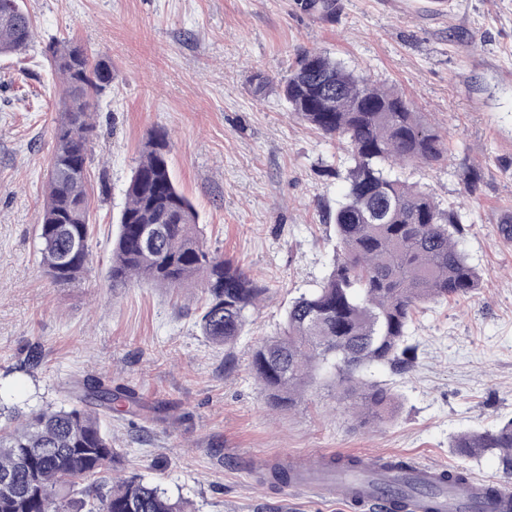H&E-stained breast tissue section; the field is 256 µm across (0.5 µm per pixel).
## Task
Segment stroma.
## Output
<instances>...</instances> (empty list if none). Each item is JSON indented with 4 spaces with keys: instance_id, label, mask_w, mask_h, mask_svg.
<instances>
[{
    "instance_id": "35a3bbf8",
    "label": "stroma",
    "mask_w": 512,
    "mask_h": 512,
    "mask_svg": "<svg viewBox=\"0 0 512 512\" xmlns=\"http://www.w3.org/2000/svg\"><path fill=\"white\" fill-rule=\"evenodd\" d=\"M35 34L0 55V405L67 404L89 375L133 391L139 415L105 423L121 472L160 483L195 512H370L338 494L295 495L264 478L288 455L443 463L500 477L494 452L461 456L451 440L512 418V0H22ZM70 39L112 62L94 108L88 180L94 230L88 274L54 284L40 264L54 127L63 87L44 48ZM330 54L397 88L438 128L448 156L402 178L468 216L459 248L481 275L468 298L414 315V366L373 369L393 415L361 422L326 380L292 407L270 408L252 368L256 346L317 288L334 255L323 220L346 191V145L292 114L280 95L296 56ZM263 75V92L255 75ZM171 138L177 185L199 213L204 246L265 289L232 349L201 335L200 286L157 288L107 277L125 189L150 130ZM481 180L466 194L461 174ZM41 353L29 365L31 348Z\"/></svg>"
}]
</instances>
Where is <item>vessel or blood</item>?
I'll return each instance as SVG.
<instances>
[{
	"mask_svg": "<svg viewBox=\"0 0 512 512\" xmlns=\"http://www.w3.org/2000/svg\"><path fill=\"white\" fill-rule=\"evenodd\" d=\"M446 471L445 465L422 462L413 465L410 476L417 484L430 485ZM297 485L308 489L333 488L351 503L373 496L372 487L358 478L341 474L327 478L322 466L314 463L303 467ZM438 505L440 512H512V481L487 478L461 484L441 494Z\"/></svg>",
	"mask_w": 512,
	"mask_h": 512,
	"instance_id": "vessel-or-blood-1",
	"label": "vessel or blood"
}]
</instances>
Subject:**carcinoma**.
<instances>
[{
	"label": "carcinoma",
	"instance_id": "1",
	"mask_svg": "<svg viewBox=\"0 0 512 512\" xmlns=\"http://www.w3.org/2000/svg\"><path fill=\"white\" fill-rule=\"evenodd\" d=\"M33 34L20 0H0V55L25 50ZM49 51L64 100L39 239L42 267L54 283L65 285L82 277L89 264L87 166L94 126L87 95L105 92L112 67L104 59L87 62L70 41L51 43ZM281 93L302 122L347 145L348 191L326 211L336 237L329 274L288 306L280 333L254 350L252 369L275 408L293 404L327 365L346 408L381 419L393 412L395 396L367 380L364 370L377 364L408 372L414 352L408 330L418 306L468 297L480 286L479 272L458 249L467 216L440 207L430 192L391 174L397 165L441 161L446 146L402 94L322 52L298 54ZM170 149L167 131L147 134L118 217L109 277L114 286L131 280L161 288L200 284L206 297L200 331L230 349L264 289L245 269L204 248L198 213L171 178ZM148 228L155 230L151 242L143 237ZM114 405L132 415L142 409L134 393L88 377L67 408L8 411L0 426V512H187L181 496L136 475L113 478L105 492L76 489V479L112 473L121 464L112 435L100 423V414ZM453 447L465 456L499 450L504 476L512 477V418L491 430L461 434ZM295 478L286 465L267 472L273 483ZM437 492L404 480L379 488L377 499L385 512H413V499Z\"/></svg>",
	"mask_w": 512,
	"mask_h": 512
}]
</instances>
